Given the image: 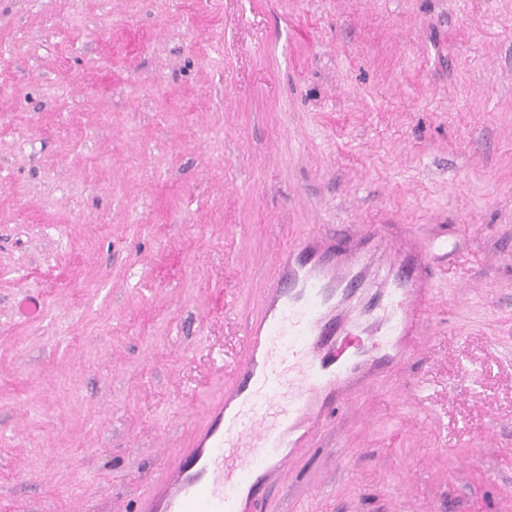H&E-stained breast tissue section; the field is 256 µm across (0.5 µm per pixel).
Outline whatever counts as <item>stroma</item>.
Masks as SVG:
<instances>
[{"label": "stroma", "instance_id": "stroma-1", "mask_svg": "<svg viewBox=\"0 0 512 512\" xmlns=\"http://www.w3.org/2000/svg\"><path fill=\"white\" fill-rule=\"evenodd\" d=\"M367 224L447 240L430 316L264 512H512V0H0V512H137Z\"/></svg>", "mask_w": 512, "mask_h": 512}]
</instances>
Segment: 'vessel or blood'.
<instances>
[{"label": "vessel or blood", "mask_w": 512, "mask_h": 512, "mask_svg": "<svg viewBox=\"0 0 512 512\" xmlns=\"http://www.w3.org/2000/svg\"><path fill=\"white\" fill-rule=\"evenodd\" d=\"M423 253L375 224L333 254L312 235L281 252L262 310L247 320L235 381L212 406L207 451L188 449L160 480L168 512H261L259 486L282 464L289 430L320 428L337 395L360 391L376 353L407 356L433 296ZM359 288L376 289L381 314L364 317L351 298ZM350 336L365 337L370 356L351 355Z\"/></svg>", "instance_id": "obj_1"}]
</instances>
